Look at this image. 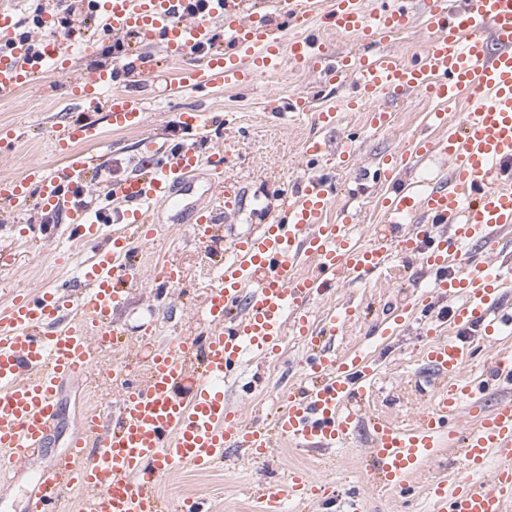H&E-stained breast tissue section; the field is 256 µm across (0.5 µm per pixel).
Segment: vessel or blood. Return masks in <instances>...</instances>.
I'll use <instances>...</instances> for the list:
<instances>
[{
	"instance_id": "obj_1",
	"label": "vessel or blood",
	"mask_w": 512,
	"mask_h": 512,
	"mask_svg": "<svg viewBox=\"0 0 512 512\" xmlns=\"http://www.w3.org/2000/svg\"><path fill=\"white\" fill-rule=\"evenodd\" d=\"M410 3L389 0L388 7L370 13L362 0H333L322 17L326 27L357 36L366 48L326 67L337 82L356 87L350 108L373 103L371 129L389 127L390 112L376 105L389 94L423 95L443 106L463 96L469 101L452 130L447 112L431 113V124L447 130L442 138L412 135L405 149L377 168L357 172L359 185L392 184L385 199L387 229L374 244L360 246L350 234L352 215L326 222L329 190L323 182L302 180L285 190L272 223L228 248L204 302V335L154 349L144 383L126 384L111 411L86 414L83 436L41 474L30 512H56L47 492L68 486L85 490L81 512H169L156 482L182 465L210 467L223 461L228 448L260 459L277 438L302 451L344 448L363 422L378 486L399 487L446 438L459 444L464 475L451 484H432V512H512V399L489 408L478 398L490 386L512 382L511 360L496 361L485 382L473 383L464 373L472 346L451 336L437 338L436 328H429L433 340L426 356L448 380L416 424L404 427L383 416L366 417L373 365L357 353L336 357L327 344L351 319V308L331 314L318 328L310 314L316 296L399 262L428 274L441 296L457 298L455 324L481 328L486 345L512 330V309L501 307L505 276L497 262L503 234L512 230V0H422L428 46L416 61L403 63L385 47L410 25ZM188 5L189 0H94L112 34L134 30L147 41L163 39L170 57L188 60L180 76L186 89L216 82L248 85L257 75L275 73L285 48L296 62L326 65L329 52L311 32L315 0H278L273 18L247 13L246 0H209L202 16L189 13ZM215 19L225 24L223 52L212 54L206 66L191 65ZM14 27L13 15L0 9V41L8 45L0 53V95L34 74L61 71L56 49L48 45L32 54L15 39ZM156 72L153 59L130 52L118 72L82 78L76 95L84 117L57 126L56 143L97 139L98 126L88 116L102 110L113 127L139 125L143 97L123 91L107 98L103 92L117 74L150 83ZM145 150L147 171L112 188L122 225L85 264L83 291L27 293L0 310V472L26 449L44 447L62 383L96 373V338L120 335L112 314L123 307L127 286L140 279L126 257L134 242L163 232L153 218L154 203L176 202L201 165L217 171L224 166L223 160L204 157L194 143L164 158L153 144ZM434 155L448 160L444 182L420 194L396 184L400 170ZM96 164V157L72 152L61 173L31 166L22 180L0 181V202L19 210L35 196L44 207H63L65 184ZM212 188L218 206L193 216L201 236L232 211L222 181ZM64 209L78 237L97 235L99 224L85 209ZM304 261L309 271L297 274ZM289 332L307 344L304 377L289 389L271 425H244L224 401V379L247 355L266 358L279 351ZM463 413L475 426L461 434L457 422ZM488 468L489 485L470 482V475ZM320 491L307 472L292 471L283 484L260 490V512H286L290 504L318 499Z\"/></svg>"
}]
</instances>
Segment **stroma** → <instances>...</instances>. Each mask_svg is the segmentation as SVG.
I'll use <instances>...</instances> for the list:
<instances>
[{"mask_svg":"<svg viewBox=\"0 0 512 512\" xmlns=\"http://www.w3.org/2000/svg\"><path fill=\"white\" fill-rule=\"evenodd\" d=\"M82 39L91 43L90 52L72 49L60 53L67 63L65 74L36 77L12 96L0 97V128L16 133L15 140L0 144V179L22 178L34 164L52 172L64 168V156L55 149L51 135L57 124L78 118L73 85L83 73L95 70L101 48L112 44L114 37L98 19L84 25ZM131 48L148 53L158 66V81L140 90L147 101L143 123L136 128L115 129L99 112L93 119L100 126V139L69 145L70 151L96 156L104 168L100 195L90 209L91 214L106 217L100 235L85 241L75 238L63 222L44 223L46 210L36 199L20 210L0 203V309L20 294L63 284L79 289L82 266L107 245L118 222L110 186L139 173L147 160L146 144L172 153L188 142V134L172 128L180 112L192 109L205 113L210 127L200 150L206 155H223L224 192L241 201L238 213L222 225L224 239L235 240L268 223L279 194L303 175L327 181L331 188L328 219L337 221L344 212L353 213L352 233L360 243L369 245L384 225L385 190L374 186L356 192L355 169L376 167L388 155L401 151L411 134L430 131L428 116L440 108L439 103L419 95H389L380 102L392 114L388 130L367 131L366 114L359 111L343 113L336 130L329 131L317 124V113L353 95L354 89L336 84L319 69L295 65L286 57L275 75L259 77L249 87L227 89L218 85L191 90L176 86L175 78L184 62L168 57L161 42L139 39ZM296 93L307 101L304 112H291L281 119L269 115L271 99L285 100ZM351 132L358 136L353 165L337 167L331 151ZM313 137L326 140L328 155L317 160L306 156L304 144ZM212 178L210 168H201L190 178L181 208L167 204L156 207L155 221L164 225L165 231L137 248L133 262L139 269L140 283L130 289L127 305L118 316L123 334L117 348L100 352L102 365L121 362L124 373L143 381L147 378V352L140 342L146 331H153L163 343L201 332V303L214 283L209 266L220 263L222 256L198 239L190 214L214 205ZM163 261L175 265L182 275L181 288L164 299L151 284L156 264ZM427 285L428 278L418 267L398 265L364 282H345L311 304L316 321L343 305L355 306L352 319L330 345L340 356L355 350L367 356L376 368L374 412L404 426L414 424L435 387L444 380L443 373L422 357L428 342L424 326L448 324L457 304L456 299L428 291ZM421 294L427 297V313L388 335L376 333V325L393 313L396 303L414 302ZM305 355L301 338L291 334L278 356L265 360L247 357L241 368L225 379V400L245 423L265 421L281 395L300 380ZM122 385V379L108 376L64 382L48 445L29 449L25 458L0 478V512H28L29 496L40 473L82 434L85 414L115 403ZM369 451L367 431L362 427L350 447L318 453L280 442L270 457L253 460L242 450L230 448L222 464L208 470L184 465L161 478L157 489L173 506L183 498L200 497L207 500L210 512H256L254 490L278 483L288 471L302 469L328 487L330 500L323 505L308 504L300 512H343L346 499L353 495L364 500L366 512H429L430 485L451 481L460 468L458 450L443 446L408 476L404 491L380 489L367 471Z\"/></svg>","mask_w":512,"mask_h":512,"instance_id":"35a3bbf8","label":"stroma"}]
</instances>
